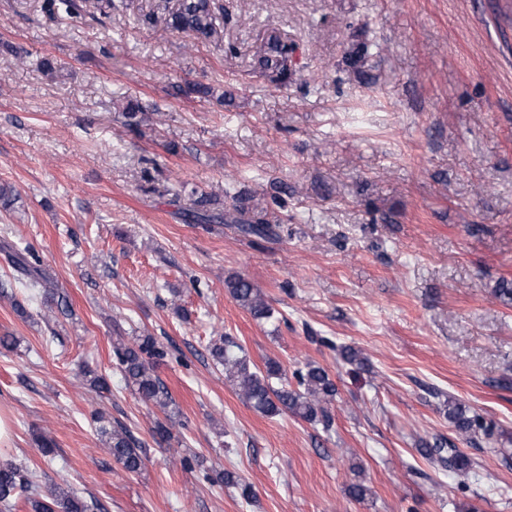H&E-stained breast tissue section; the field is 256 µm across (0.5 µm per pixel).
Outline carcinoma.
<instances>
[{
	"label": "carcinoma",
	"instance_id": "cac0c4a2",
	"mask_svg": "<svg viewBox=\"0 0 512 512\" xmlns=\"http://www.w3.org/2000/svg\"><path fill=\"white\" fill-rule=\"evenodd\" d=\"M89 0H44V10L56 17L76 20L86 12ZM158 12L146 17L153 24L159 20L167 29L185 33L197 41H209L218 35L216 12L220 10L215 0H159ZM294 52V46L280 36L272 34L264 43L254 59V69L267 81L277 87H285L291 79L292 71L288 65ZM232 208L224 211L215 207L216 200L201 193L193 200V206L187 217L195 224H243L245 231L265 236L269 233L268 212L250 208L239 194L231 196ZM9 253L12 277L0 280V288H12L20 283L36 292L30 300L40 299L50 305L54 317L69 318L73 310L68 297L59 292L54 281L46 275L40 261L29 252L14 249L9 243L0 246ZM230 296L256 319L271 316V308L260 288L248 279L234 275L225 280ZM168 351L152 336H139L131 343L119 342L113 346V356L120 367L128 387L139 398L162 410L167 409L173 400L165 383L156 374V365L166 358ZM210 355L216 365L224 367L226 377L233 383L238 394L257 412L265 416H278L289 413L307 422L322 423L328 429L332 426L326 405L336 399V384L328 372L317 365L308 363L296 370L294 377L297 388L291 389L284 384L275 386L281 380V367L275 361L266 363L261 372L250 366L246 357L235 351L230 340L221 337L210 348ZM448 421L456 430L470 438L488 434V426L477 415L469 414V409L453 398H448ZM95 431L101 443L112 459L129 473L140 472L146 460L141 443L122 424H112L104 415L95 418ZM424 458L439 461L455 471H467L471 460L459 449L445 447L436 440L421 448ZM214 481L233 484L240 490L245 500L253 497L251 485L234 482L223 471L216 473ZM25 499L31 512H105V506L96 499H86L56 486L46 494L37 492L32 481V472L12 460H0V506L7 512L13 509L19 499Z\"/></svg>",
	"mask_w": 512,
	"mask_h": 512
}]
</instances>
